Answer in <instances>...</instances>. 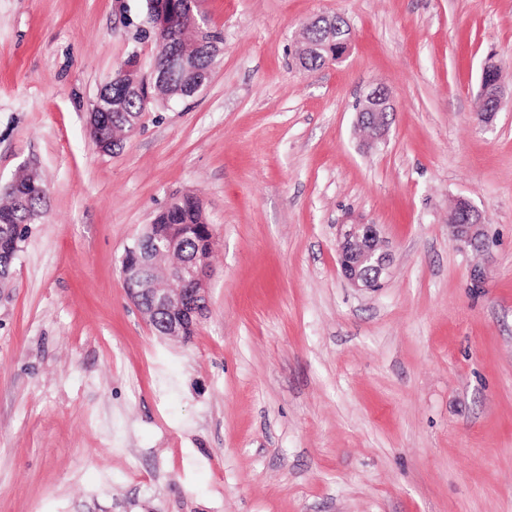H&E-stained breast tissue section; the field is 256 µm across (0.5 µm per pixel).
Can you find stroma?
Returning <instances> with one entry per match:
<instances>
[{"mask_svg": "<svg viewBox=\"0 0 512 512\" xmlns=\"http://www.w3.org/2000/svg\"><path fill=\"white\" fill-rule=\"evenodd\" d=\"M223 52L203 93L115 153L89 112L145 0H0V187L46 205L0 288V512H512V0H197ZM343 17L349 52L296 46ZM498 63L504 103L477 110ZM385 88L366 147L360 99ZM214 233L209 309L156 333L121 258L175 199ZM484 217L457 245L454 199ZM378 225L377 288L336 260ZM315 22L312 28L308 31V39L313 41H321L323 40L326 33L325 26L327 25V21L325 18H322L317 23ZM304 36L306 35L303 34V38L297 46L296 53L298 55V59L302 54H304V51L321 48L320 44L311 43ZM352 37L353 35L350 27L342 28L338 25L337 29L333 32V34L330 35L329 43L324 46L325 49H320L318 53L307 52L304 55L303 67L307 70H314L323 66L326 62V58L328 57V52L326 49H328L329 46L336 47L337 56L343 55L351 44ZM393 112L386 90L377 87L360 100L357 108V125L367 132L371 143L381 140L389 126L388 116ZM482 213L467 199H457L448 216L450 234L460 247L483 248Z\"/></svg>", "mask_w": 512, "mask_h": 512, "instance_id": "stroma-1", "label": "stroma"}]
</instances>
